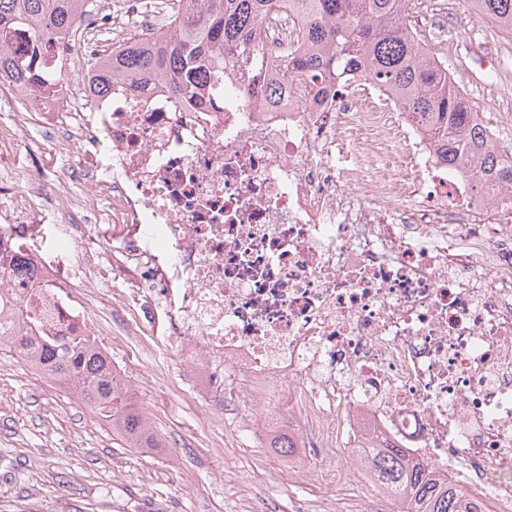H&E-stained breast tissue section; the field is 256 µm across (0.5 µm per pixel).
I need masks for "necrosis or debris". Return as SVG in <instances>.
Returning <instances> with one entry per match:
<instances>
[{
	"label": "necrosis or debris",
	"mask_w": 512,
	"mask_h": 512,
	"mask_svg": "<svg viewBox=\"0 0 512 512\" xmlns=\"http://www.w3.org/2000/svg\"><path fill=\"white\" fill-rule=\"evenodd\" d=\"M162 0H100L70 37L37 55L57 71L80 44L104 54L106 27L152 35ZM307 19L281 0L257 31L265 61L301 55ZM242 68L210 70L200 95L124 83L100 97L86 78L64 98L14 96L0 146L32 144L28 113L67 182L62 218L118 225L111 244L140 274L165 335L205 390L243 379L263 429L304 407L316 468L378 432L414 458L459 470L486 512H512V186L474 191L460 167L369 77H305L275 102L252 97ZM31 198L0 201V229L41 233ZM0 277V301L30 300L58 338H97L81 302L39 251ZM39 277L42 288L29 282Z\"/></svg>",
	"instance_id": "1"
}]
</instances>
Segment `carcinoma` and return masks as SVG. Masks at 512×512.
<instances>
[{"instance_id":"1","label":"carcinoma","mask_w":512,"mask_h":512,"mask_svg":"<svg viewBox=\"0 0 512 512\" xmlns=\"http://www.w3.org/2000/svg\"><path fill=\"white\" fill-rule=\"evenodd\" d=\"M177 2L167 28L147 38L130 37L91 63L97 94H107L117 80L139 88L159 79L173 96L193 97L200 74L226 63L249 66L252 84L269 93L307 71L343 83L361 71L398 95L448 161L467 173L476 169L478 192L491 194L502 183L512 184V163L500 158L487 138L479 112L415 38L407 23L408 0H292L309 19L305 48L301 56L273 67L264 66L253 36L274 0ZM93 6L94 0H0V82L43 90L20 51L12 49L13 35L27 29L49 44L70 35ZM465 6L512 35V0H465ZM9 316L22 330L0 331V347L71 390L129 447H161L147 414L130 400L104 351L82 336L58 342L36 334L35 314L25 301L13 304ZM270 445L285 455L298 448L291 434L273 435ZM362 456L369 478L401 502V512H485L482 500L465 493L460 481L410 459L405 449L378 434L367 439Z\"/></svg>"}]
</instances>
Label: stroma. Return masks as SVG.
Returning a JSON list of instances; mask_svg holds the SVG:
<instances>
[{
	"label": "stroma",
	"instance_id": "stroma-1",
	"mask_svg": "<svg viewBox=\"0 0 512 512\" xmlns=\"http://www.w3.org/2000/svg\"><path fill=\"white\" fill-rule=\"evenodd\" d=\"M452 17L433 22V41L447 49L450 77L465 94L486 97L498 119L499 143L512 146V111H501L489 90V76L477 64V45H495L496 64L512 73V36L478 20L463 0H448ZM38 163L46 178L61 177L52 152L31 158L22 149L5 152L19 191ZM47 260L55 277L75 285V271L93 252L92 274L99 283L84 313L110 331L108 352L132 384L134 394L157 426L165 447L131 448L71 391L47 383L20 357L0 351V512H380L387 501L365 474L353 471V449H336L327 475L309 471L306 449L286 456L268 446V435L245 423L239 385L225 386L231 408L209 419L211 393L171 350L164 334L146 341L124 333V319L111 315L112 294L130 309L144 305L136 289L138 270L108 245L106 227L72 215L66 236L51 196H42Z\"/></svg>",
	"mask_w": 512,
	"mask_h": 512
}]
</instances>
